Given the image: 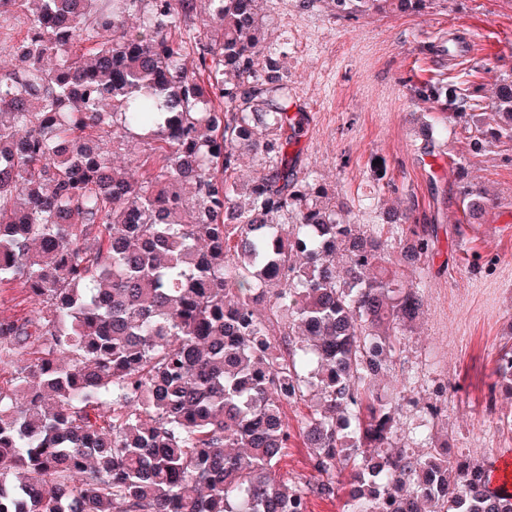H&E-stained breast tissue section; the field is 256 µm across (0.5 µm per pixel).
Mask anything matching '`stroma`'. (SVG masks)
<instances>
[{"label":"stroma","instance_id":"obj_1","mask_svg":"<svg viewBox=\"0 0 512 512\" xmlns=\"http://www.w3.org/2000/svg\"><path fill=\"white\" fill-rule=\"evenodd\" d=\"M263 8L270 42L287 47L282 72L305 116L301 168L391 244L401 229L381 224L387 208L414 201L418 223L435 227L434 255L407 274L422 313L383 384L421 407L449 387L438 424L449 458L512 456V433L501 427L512 418V397L490 392L500 349L512 340V141L475 154L459 127L423 163L418 130L438 116L411 94L427 77L467 72V95L490 109L497 84L512 76V0H448L444 9L356 22L298 0H265ZM470 33L488 46L437 57L434 45ZM464 182L486 191L494 207L465 216Z\"/></svg>","mask_w":512,"mask_h":512}]
</instances>
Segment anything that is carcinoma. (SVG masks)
Wrapping results in <instances>:
<instances>
[{"label": "carcinoma", "mask_w": 512, "mask_h": 512, "mask_svg": "<svg viewBox=\"0 0 512 512\" xmlns=\"http://www.w3.org/2000/svg\"><path fill=\"white\" fill-rule=\"evenodd\" d=\"M204 2L195 35L198 0H0V288L30 307L0 317V512H512L487 463L398 447L401 397L376 385L420 315L405 269L430 225L384 212L393 259L299 173L263 0ZM300 3L358 20L447 0ZM414 92L477 151L512 140V77L492 126L457 82ZM460 194L472 217L493 205ZM495 373L512 395V347ZM301 402L308 484L277 475Z\"/></svg>", "instance_id": "cac0c4a2"}]
</instances>
